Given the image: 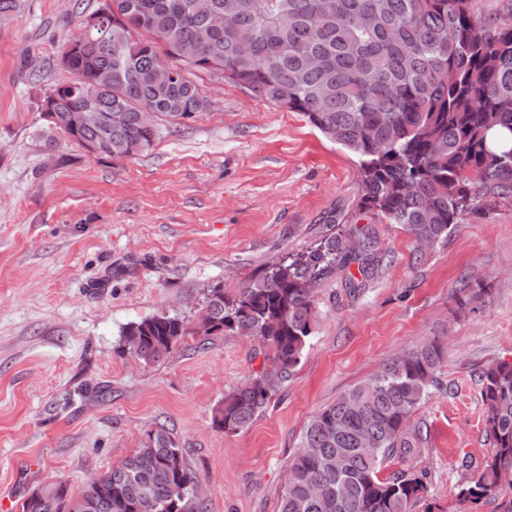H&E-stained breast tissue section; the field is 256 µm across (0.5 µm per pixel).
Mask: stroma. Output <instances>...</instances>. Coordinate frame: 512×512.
<instances>
[{"mask_svg": "<svg viewBox=\"0 0 512 512\" xmlns=\"http://www.w3.org/2000/svg\"><path fill=\"white\" fill-rule=\"evenodd\" d=\"M104 0H26L0 21V503L91 478L165 427L196 474L206 512H278L288 462L313 416L391 357L437 339L440 385L412 415L428 474L413 512H497L460 503L485 440L477 373L512 362V202L484 201L417 252L400 225L361 208L357 157L297 112L210 73L207 108L184 130L112 161L59 135L40 110L69 75L56 65L81 15ZM33 59L34 69L23 62ZM368 229L382 266L356 295V267L315 290L313 333L294 377L246 429L212 418L259 370L257 343L227 331L185 338L144 363L127 324L195 320L207 288L235 293L320 236ZM476 292L459 304L460 284Z\"/></svg>", "mask_w": 512, "mask_h": 512, "instance_id": "obj_1", "label": "stroma"}]
</instances>
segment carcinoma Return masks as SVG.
Returning a JSON list of instances; mask_svg holds the SVG:
<instances>
[{
	"label": "carcinoma",
	"instance_id": "obj_1",
	"mask_svg": "<svg viewBox=\"0 0 512 512\" xmlns=\"http://www.w3.org/2000/svg\"><path fill=\"white\" fill-rule=\"evenodd\" d=\"M472 0H106L81 16L58 66L72 75L44 93L56 130L94 156L121 160L149 148L160 126L143 127L141 107L181 124L208 101L190 75L218 73L255 95L302 113L359 158L361 206L399 224L419 243L436 244L480 199L512 201V23L474 13ZM25 0H0V20L15 18ZM224 10V31L210 16ZM192 42L199 59L176 47ZM177 73L168 85L151 79L159 62ZM125 112L108 130L75 122L79 112ZM362 239V250L347 247ZM370 234L352 227L321 236L302 253L285 254L228 295L204 294L193 326L155 315L128 324L138 337L130 353L146 363L166 358L187 336L232 330L259 342L263 365L224 396L213 425L244 430L295 373L312 335L314 288L336 269L357 264L361 275L380 265ZM444 351L424 341L384 363L366 382L316 413L288 463L279 512H412L427 491L426 476L401 470L381 477L384 462L418 454L420 432L409 420L438 384ZM484 431L491 451L457 493L473 505L503 499L512 512V363L479 373ZM170 432L149 441L88 483L76 499L62 487L29 494L22 512H72L94 499L95 512H136L146 493L157 512H204Z\"/></svg>",
	"mask_w": 512,
	"mask_h": 512
}]
</instances>
